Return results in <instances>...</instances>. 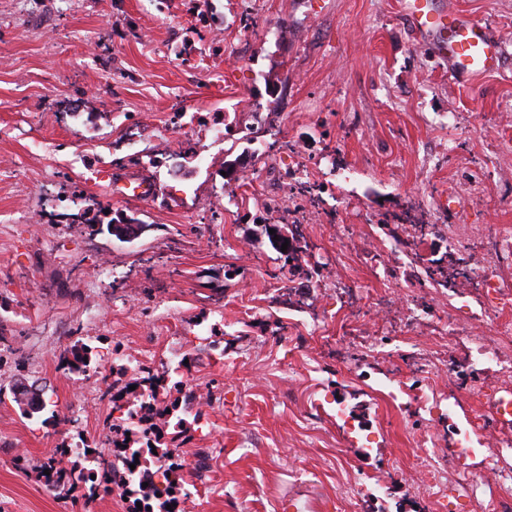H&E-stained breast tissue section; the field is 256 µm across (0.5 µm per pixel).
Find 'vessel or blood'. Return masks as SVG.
<instances>
[{"label": "vessel or blood", "instance_id": "b4317fda", "mask_svg": "<svg viewBox=\"0 0 512 512\" xmlns=\"http://www.w3.org/2000/svg\"><path fill=\"white\" fill-rule=\"evenodd\" d=\"M402 5L412 32L425 39L433 57L447 65L456 81L499 70L502 43L485 24L456 9L450 0H403Z\"/></svg>", "mask_w": 512, "mask_h": 512}]
</instances>
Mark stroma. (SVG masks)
I'll list each match as a JSON object with an SVG mask.
<instances>
[{
  "mask_svg": "<svg viewBox=\"0 0 512 512\" xmlns=\"http://www.w3.org/2000/svg\"><path fill=\"white\" fill-rule=\"evenodd\" d=\"M453 2L503 39L501 72L456 82L412 38L401 0H0V325L24 361L0 369V512H128L121 488L88 503L35 479L68 431L29 419L10 388L38 380L99 435L57 365L78 340L104 368L116 341L173 346L212 384L178 449L196 512H279L286 498L475 512L465 495L404 486L428 448L413 400L397 412L378 389L420 339L350 372L338 338L355 306L328 290L309 304L264 230L307 242L301 262L323 283L376 296L393 286L368 251L402 237V213L483 238L512 228V0ZM89 97L96 109L76 111ZM141 176L148 196L121 194ZM295 185L301 209H272ZM84 198L145 231L122 241L55 222Z\"/></svg>",
  "mask_w": 512,
  "mask_h": 512,
  "instance_id": "obj_1",
  "label": "stroma"
}]
</instances>
